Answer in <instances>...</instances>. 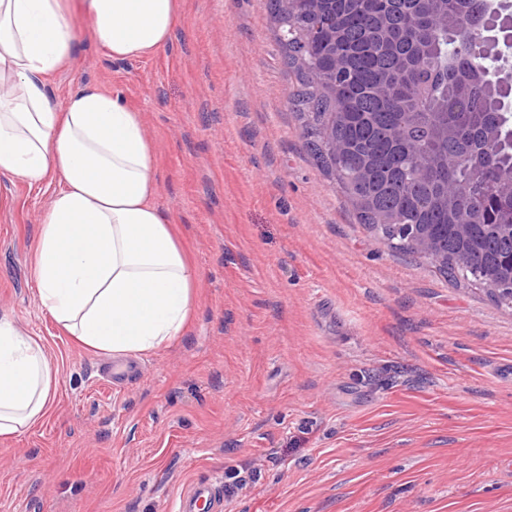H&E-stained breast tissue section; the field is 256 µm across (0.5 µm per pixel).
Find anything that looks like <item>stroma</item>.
Masks as SVG:
<instances>
[{
	"mask_svg": "<svg viewBox=\"0 0 512 512\" xmlns=\"http://www.w3.org/2000/svg\"><path fill=\"white\" fill-rule=\"evenodd\" d=\"M268 0H180L168 45L115 60L78 24L63 102L141 113L156 203L199 273L170 346L109 353L36 302L50 187L0 177V317L59 370L43 423L0 439V512H512V307L365 225L305 147ZM224 499L217 497L212 484H194L178 502L177 512H222Z\"/></svg>",
	"mask_w": 512,
	"mask_h": 512,
	"instance_id": "35a3bbf8",
	"label": "stroma"
}]
</instances>
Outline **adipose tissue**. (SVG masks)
Listing matches in <instances>:
<instances>
[{
    "mask_svg": "<svg viewBox=\"0 0 512 512\" xmlns=\"http://www.w3.org/2000/svg\"><path fill=\"white\" fill-rule=\"evenodd\" d=\"M115 59L163 49L176 0H0V175L56 183L32 277L40 308L85 346L123 357L181 336L199 273L155 204L154 146L140 113L93 87L63 103L46 78L72 58L76 17ZM58 371L40 341L0 318V438L48 413Z\"/></svg>",
    "mask_w": 512,
    "mask_h": 512,
    "instance_id": "1",
    "label": "adipose tissue"
}]
</instances>
